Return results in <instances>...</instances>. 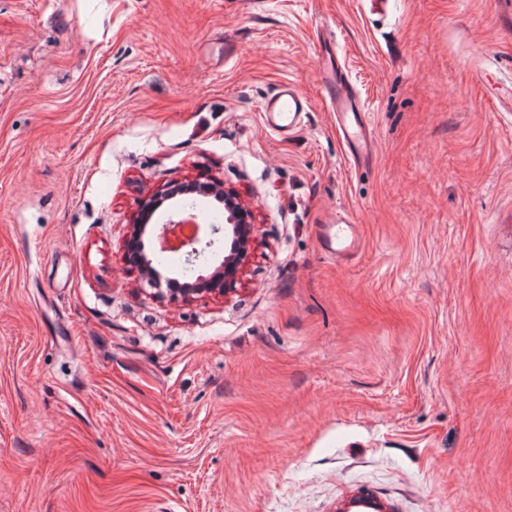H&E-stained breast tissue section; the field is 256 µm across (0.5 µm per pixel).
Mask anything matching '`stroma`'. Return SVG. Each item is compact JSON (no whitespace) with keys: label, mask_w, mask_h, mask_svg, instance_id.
Wrapping results in <instances>:
<instances>
[{"label":"stroma","mask_w":512,"mask_h":512,"mask_svg":"<svg viewBox=\"0 0 512 512\" xmlns=\"http://www.w3.org/2000/svg\"><path fill=\"white\" fill-rule=\"evenodd\" d=\"M333 50L371 159L322 103ZM287 81L312 108L279 135ZM211 180L262 242L233 292L157 302L140 201ZM360 491L512 512V0H0V512ZM309 109L308 98L292 82L282 83L261 106L266 126L276 132L297 128ZM331 229L327 227L324 232V246L330 255L342 257L358 248L359 237L355 224H336V230L332 232Z\"/></svg>","instance_id":"1"}]
</instances>
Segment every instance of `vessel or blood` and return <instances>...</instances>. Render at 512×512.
I'll return each mask as SVG.
<instances>
[{
    "label": "vessel or blood",
    "instance_id": "vessel-or-blood-1",
    "mask_svg": "<svg viewBox=\"0 0 512 512\" xmlns=\"http://www.w3.org/2000/svg\"><path fill=\"white\" fill-rule=\"evenodd\" d=\"M321 84L325 102L335 112L338 127L353 155H371L374 144L366 126L363 105L340 60H330L324 66ZM309 109L308 98L291 82L282 83L261 106L266 126L276 132L297 128ZM324 239L326 251L336 257L353 253L359 245L358 232L352 224L325 231ZM336 509L337 512H391L392 506L374 495L353 493L343 497Z\"/></svg>",
    "mask_w": 512,
    "mask_h": 512
}]
</instances>
